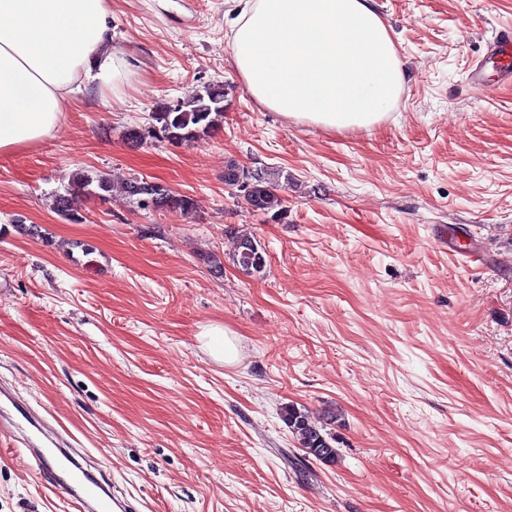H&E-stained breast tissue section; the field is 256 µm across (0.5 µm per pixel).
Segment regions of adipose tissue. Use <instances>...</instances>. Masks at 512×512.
Returning a JSON list of instances; mask_svg holds the SVG:
<instances>
[{
	"label": "adipose tissue",
	"instance_id": "1",
	"mask_svg": "<svg viewBox=\"0 0 512 512\" xmlns=\"http://www.w3.org/2000/svg\"><path fill=\"white\" fill-rule=\"evenodd\" d=\"M234 62L267 109L327 130L378 123L406 82L373 0H239ZM108 0H0V152L57 131L75 89L123 85Z\"/></svg>",
	"mask_w": 512,
	"mask_h": 512
}]
</instances>
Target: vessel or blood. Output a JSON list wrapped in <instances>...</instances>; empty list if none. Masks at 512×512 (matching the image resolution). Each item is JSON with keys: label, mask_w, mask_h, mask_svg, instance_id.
I'll return each mask as SVG.
<instances>
[{"label": "vessel or blood", "mask_w": 512, "mask_h": 512, "mask_svg": "<svg viewBox=\"0 0 512 512\" xmlns=\"http://www.w3.org/2000/svg\"><path fill=\"white\" fill-rule=\"evenodd\" d=\"M512 57V31L498 32L488 43L486 61ZM0 435L20 439L27 457L39 474L64 472L68 482L61 486L75 512H125L118 500L97 480L88 477L79 456L66 446L59 431L35 418L22 404L0 392Z\"/></svg>", "instance_id": "1"}]
</instances>
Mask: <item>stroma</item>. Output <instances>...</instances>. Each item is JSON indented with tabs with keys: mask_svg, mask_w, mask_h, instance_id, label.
I'll return each mask as SVG.
<instances>
[{
	"mask_svg": "<svg viewBox=\"0 0 512 512\" xmlns=\"http://www.w3.org/2000/svg\"><path fill=\"white\" fill-rule=\"evenodd\" d=\"M110 5L123 92L88 88L52 136L0 154V384L135 512H512V84L468 80L512 0H375L408 81L378 125L341 133L253 99L233 0ZM216 82L214 137L127 144ZM231 162L287 174L278 216L225 185ZM79 167L200 211L92 197L67 221L50 197ZM238 230L263 272L234 264ZM210 324L233 332L236 362L201 346ZM288 405L335 413L334 461L295 470ZM0 512L74 510L16 451L0 455Z\"/></svg>",
	"mask_w": 512,
	"mask_h": 512,
	"instance_id": "stroma-1",
	"label": "stroma"
}]
</instances>
